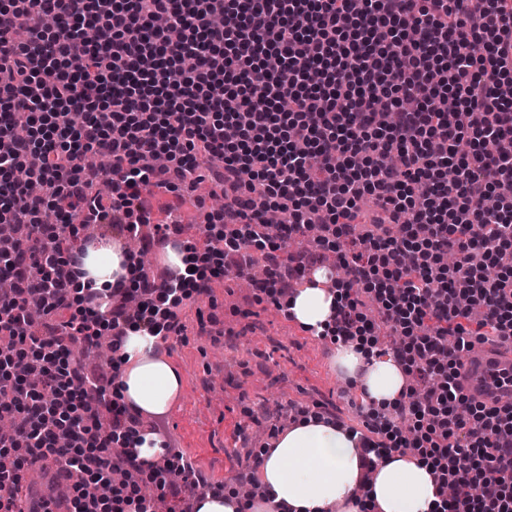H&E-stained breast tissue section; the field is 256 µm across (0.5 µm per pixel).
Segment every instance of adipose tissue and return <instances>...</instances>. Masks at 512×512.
<instances>
[{"instance_id":"ef3b65f1","label":"adipose tissue","mask_w":512,"mask_h":512,"mask_svg":"<svg viewBox=\"0 0 512 512\" xmlns=\"http://www.w3.org/2000/svg\"><path fill=\"white\" fill-rule=\"evenodd\" d=\"M132 261L120 246L88 245L73 267L74 286L92 288L96 308L106 311L113 288L126 283ZM318 271L313 285L299 289L287 312L301 325L322 333L336 313V294ZM118 349L123 360L117 387L123 401L145 414L165 413L181 390V379L158 352V339L132 330ZM336 366L355 381L371 411L389 413L401 397L405 376L391 359L379 357L366 338L338 344ZM359 436L323 415H308L280 435L274 448L261 449L257 475L266 497L241 505L236 490L209 493L198 512H359L356 491L362 477ZM377 512H430L436 499L430 466L406 456H384L368 487Z\"/></svg>"}]
</instances>
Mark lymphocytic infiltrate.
<instances>
[{"label": "lymphocytic infiltrate", "mask_w": 512, "mask_h": 512, "mask_svg": "<svg viewBox=\"0 0 512 512\" xmlns=\"http://www.w3.org/2000/svg\"><path fill=\"white\" fill-rule=\"evenodd\" d=\"M0 0V223L30 225L0 250V512L34 457L76 479L72 512H153L140 483L114 495L112 445L131 416L70 345L100 316L72 307L62 271L80 212L140 237L144 187L209 178L224 198L210 276L244 275L318 224V251L271 269L290 279L345 244L339 338L388 326L410 379L368 448L413 454L441 491L434 512H512V405L468 401L462 356L512 338V0ZM111 186L110 200L93 193ZM372 199L373 209L360 203ZM287 214L275 235L270 211ZM141 302L111 328L170 332ZM372 304L379 312L364 311ZM469 487L448 498V484Z\"/></svg>", "instance_id": "lymphocytic-infiltrate-1"}]
</instances>
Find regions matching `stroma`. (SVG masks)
Segmentation results:
<instances>
[{"label": "stroma", "mask_w": 512, "mask_h": 512, "mask_svg": "<svg viewBox=\"0 0 512 512\" xmlns=\"http://www.w3.org/2000/svg\"><path fill=\"white\" fill-rule=\"evenodd\" d=\"M200 191L180 208L185 232L167 241L153 237L154 224L167 219L174 194L154 201L143 232L151 238L149 274L162 269L165 245L203 248L205 214ZM228 276L210 281L177 309L180 333L170 334L160 353L182 379V390L167 413L145 419L171 447L192 461L208 490L248 480L250 457L269 442L272 431L290 426L300 410L323 413L345 426L361 427L359 393L343 381L335 344L305 332L258 288L241 289Z\"/></svg>", "instance_id": "1"}]
</instances>
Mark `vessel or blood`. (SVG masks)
Segmentation results:
<instances>
[{
	"instance_id": "b4317fda",
	"label": "vessel or blood",
	"mask_w": 512,
	"mask_h": 512,
	"mask_svg": "<svg viewBox=\"0 0 512 512\" xmlns=\"http://www.w3.org/2000/svg\"><path fill=\"white\" fill-rule=\"evenodd\" d=\"M460 381L474 401L501 405L505 396H512V341L487 345L467 356ZM37 469L40 482L23 484L19 492L22 512H70L73 478L60 474L49 458L41 459Z\"/></svg>"
}]
</instances>
